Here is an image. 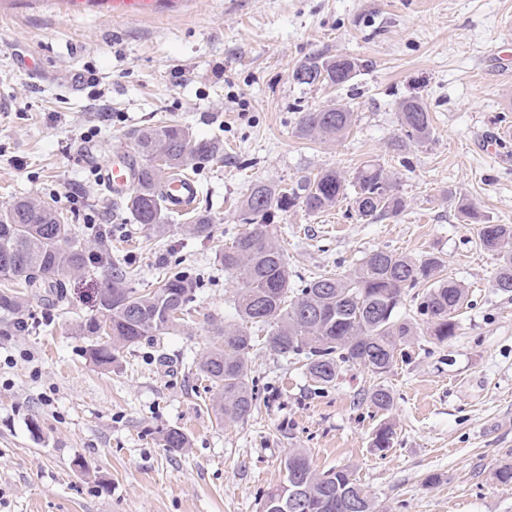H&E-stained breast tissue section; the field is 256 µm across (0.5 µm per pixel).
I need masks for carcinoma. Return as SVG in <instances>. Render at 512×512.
Here are the masks:
<instances>
[{"label":"carcinoma","instance_id":"carcinoma-1","mask_svg":"<svg viewBox=\"0 0 512 512\" xmlns=\"http://www.w3.org/2000/svg\"><path fill=\"white\" fill-rule=\"evenodd\" d=\"M359 63L343 55L312 54L292 71L301 86L341 87L356 74ZM402 136L395 146H416L432 136L427 106L415 99L398 104ZM355 121L346 103L333 101L301 112L296 133L304 139H339ZM135 185L117 210L131 215L158 235L169 231L162 182L171 173L223 153L217 141L197 140L181 124L153 125L139 131ZM350 199L357 218L371 224L396 217L405 208L394 192L391 176L379 164L366 162L353 181L333 167L320 170L291 189L262 182L255 184L241 205V222L250 225L218 255L224 272L237 287L234 308L239 322L216 328V341L198 369L212 391V408L218 422L247 421L257 407L248 365L256 332H267L266 342L277 356L299 359L309 380L319 389L333 385L347 363L358 364L376 375L388 373L400 347L422 333L440 342L456 335L458 312L468 304V289L441 277V260L429 254L411 257L376 249L365 254L347 275L319 274L298 289L290 287L288 261L281 243L270 230L271 217L296 206L322 214ZM460 209L479 224L480 247L499 258L493 287L512 293V225L489 224L471 206ZM188 232L207 237L212 218L192 211ZM110 262L112 273L99 295L98 315L77 324L90 344L86 353L101 368H110L119 353L141 340L170 334L189 319L197 284L182 272H173L146 292L133 286L134 271L112 260L109 227L102 224L79 232L51 203L39 196H23L0 209V313L14 318L26 331L23 311L28 299L46 288L63 300V278L84 268L92 255ZM415 288L410 312L406 297ZM376 411L389 412L393 393L377 385L366 393ZM394 429L384 422L376 430L373 446L384 451L393 445ZM188 437L173 428L164 436L171 452L189 447ZM271 512H376L374 498L346 468L319 473L306 453L295 448L284 461V479L267 491L262 505Z\"/></svg>","mask_w":512,"mask_h":512}]
</instances>
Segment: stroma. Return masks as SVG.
<instances>
[{"label":"stroma","mask_w":512,"mask_h":512,"mask_svg":"<svg viewBox=\"0 0 512 512\" xmlns=\"http://www.w3.org/2000/svg\"><path fill=\"white\" fill-rule=\"evenodd\" d=\"M507 52L512 0H196L181 17L129 22L39 4L1 16L0 85L14 97L0 112V207L38 195L75 226L110 224L112 253L139 288L179 267L198 293L184 327L123 350L109 369L90 362L75 329L97 313L106 266L67 275L65 302L31 297L33 332L0 315V512H259L295 448L317 471L351 468L380 512H512V484L495 478L512 465V294L495 290L498 261L459 211L469 203L512 224V139L494 138L512 124V76L497 70ZM313 53L362 66L342 88H305L292 71ZM18 54L44 55L45 75L17 74ZM76 67L88 81L72 90ZM334 98L355 113L350 131L299 139L300 111ZM405 99L427 106L433 133L398 152ZM170 121L224 144L194 172L207 238L186 233L180 215L163 236L113 215L99 182L113 154L135 153L139 130ZM369 161L393 176L404 213L372 224L344 202L276 213L291 285L345 273L375 249L434 253L469 290L456 336L412 339L381 377L345 364L319 389L258 334V407L219 424L197 365L214 327L237 321L236 283L217 256L246 229L242 201L258 181L293 185L328 167L350 177ZM376 385L393 393L389 416L365 399ZM386 420L393 446L380 451ZM171 428L189 436L188 452L166 450ZM431 474L438 484L426 485Z\"/></svg>","instance_id":"stroma-1"}]
</instances>
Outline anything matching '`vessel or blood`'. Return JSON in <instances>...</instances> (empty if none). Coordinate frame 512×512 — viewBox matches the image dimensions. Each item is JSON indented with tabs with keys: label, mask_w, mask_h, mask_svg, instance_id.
<instances>
[{
	"label": "vessel or blood",
	"mask_w": 512,
	"mask_h": 512,
	"mask_svg": "<svg viewBox=\"0 0 512 512\" xmlns=\"http://www.w3.org/2000/svg\"><path fill=\"white\" fill-rule=\"evenodd\" d=\"M187 0H57L64 16L76 14H104L112 20L126 22L171 15L180 12ZM101 182L115 198L125 197L135 183L132 163L128 154H113L102 170ZM199 198L198 186L193 178L180 177L169 185V206L182 211L195 206Z\"/></svg>",
	"instance_id": "vessel-or-blood-1"
}]
</instances>
